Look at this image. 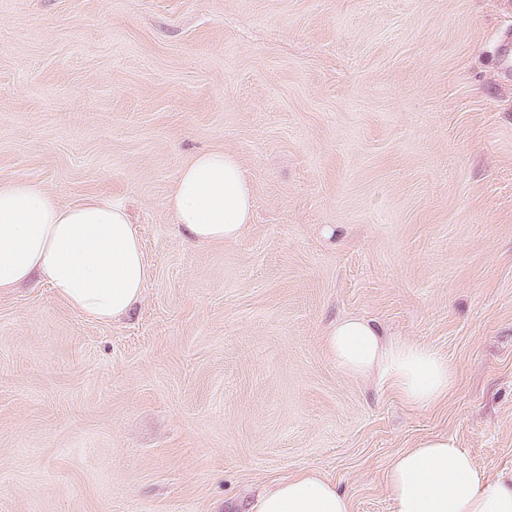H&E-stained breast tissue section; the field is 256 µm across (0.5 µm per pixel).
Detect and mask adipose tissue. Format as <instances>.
Listing matches in <instances>:
<instances>
[{
  "label": "adipose tissue",
  "instance_id": "1",
  "mask_svg": "<svg viewBox=\"0 0 512 512\" xmlns=\"http://www.w3.org/2000/svg\"><path fill=\"white\" fill-rule=\"evenodd\" d=\"M168 206L191 242L232 241L252 220V184L236 156L201 153L183 166ZM151 274L122 205L63 206L33 183L0 180V293L37 279L83 315L109 321L139 301ZM326 345L340 370L375 380L413 409L435 405L455 383L446 358L361 318L338 321ZM386 481L396 512H512V477L486 476L445 436L400 454ZM252 512H350V504L329 479L303 471L262 494Z\"/></svg>",
  "mask_w": 512,
  "mask_h": 512
}]
</instances>
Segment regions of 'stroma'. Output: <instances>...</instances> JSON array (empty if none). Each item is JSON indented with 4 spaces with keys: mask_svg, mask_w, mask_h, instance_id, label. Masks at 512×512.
<instances>
[{
    "mask_svg": "<svg viewBox=\"0 0 512 512\" xmlns=\"http://www.w3.org/2000/svg\"><path fill=\"white\" fill-rule=\"evenodd\" d=\"M512 0H0V178L105 198L152 277L107 322L0 295V512H246L302 470L396 512L393 459L446 436L512 471ZM235 155L239 239L167 206ZM359 317L448 359L422 410L339 370ZM252 196L238 158L212 151L185 163L170 189L168 206L191 242L232 241L252 220Z\"/></svg>",
    "mask_w": 512,
    "mask_h": 512,
    "instance_id": "1",
    "label": "stroma"
}]
</instances>
